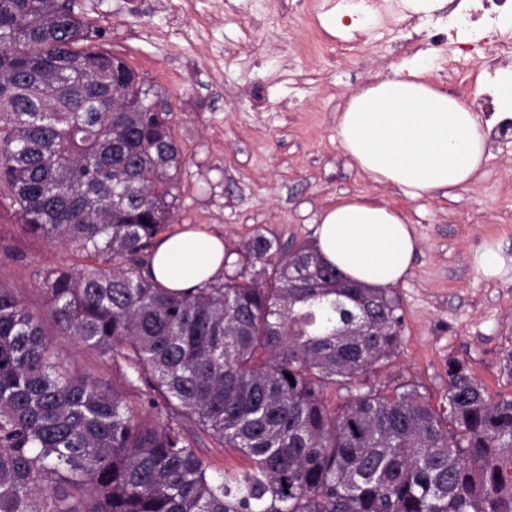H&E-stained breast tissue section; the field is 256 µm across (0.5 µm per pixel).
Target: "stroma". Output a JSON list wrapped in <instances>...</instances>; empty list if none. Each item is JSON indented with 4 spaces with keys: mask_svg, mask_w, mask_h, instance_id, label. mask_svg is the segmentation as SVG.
Returning <instances> with one entry per match:
<instances>
[{
    "mask_svg": "<svg viewBox=\"0 0 512 512\" xmlns=\"http://www.w3.org/2000/svg\"><path fill=\"white\" fill-rule=\"evenodd\" d=\"M364 3L371 12L351 54L340 53L339 36L322 23L331 0H74V10L168 106L185 156L169 232L208 228L232 251L259 231L285 249L312 239L336 198H375L401 212L419 246L408 277L390 290L401 315L397 352L362 386L417 384L440 406L448 365L457 361L492 398H511L503 364L512 351V131H497L502 114L488 109L495 87L483 62L495 44L475 39L463 58L452 46L431 45L461 11L458 0H438L426 16L404 0ZM417 54L433 64L437 85L489 127L490 155L470 186L412 200L352 163L338 142L337 117L349 94ZM488 247L502 260L494 276L479 265ZM82 262L0 219V282L33 312H45L37 269ZM58 343L71 369L93 373L139 417L170 422L169 410L128 384L126 368L73 340ZM185 433L211 471L247 467L194 425Z\"/></svg>",
    "mask_w": 512,
    "mask_h": 512,
    "instance_id": "1",
    "label": "stroma"
}]
</instances>
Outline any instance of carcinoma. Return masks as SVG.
Here are the masks:
<instances>
[{
    "label": "carcinoma",
    "instance_id": "obj_1",
    "mask_svg": "<svg viewBox=\"0 0 512 512\" xmlns=\"http://www.w3.org/2000/svg\"><path fill=\"white\" fill-rule=\"evenodd\" d=\"M151 102L70 0H0V208L91 261L40 271L47 319L174 419L59 372L44 318L0 284V512H512V398L465 365L445 408L410 384L325 404L395 354L389 292L259 231L193 288L144 272L184 164ZM185 422L250 467L211 472Z\"/></svg>",
    "mask_w": 512,
    "mask_h": 512
}]
</instances>
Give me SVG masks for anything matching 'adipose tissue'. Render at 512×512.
<instances>
[{
  "mask_svg": "<svg viewBox=\"0 0 512 512\" xmlns=\"http://www.w3.org/2000/svg\"><path fill=\"white\" fill-rule=\"evenodd\" d=\"M420 56L394 75L349 95L338 116L340 146L374 183L411 199L475 181L487 159V134L476 115L433 82ZM328 264L348 279L389 289L403 282L418 237L403 215L367 196L340 197L313 232ZM221 234L186 228L161 238L150 272L163 286L182 290L224 270Z\"/></svg>",
  "mask_w": 512,
  "mask_h": 512,
  "instance_id": "1",
  "label": "adipose tissue"
}]
</instances>
